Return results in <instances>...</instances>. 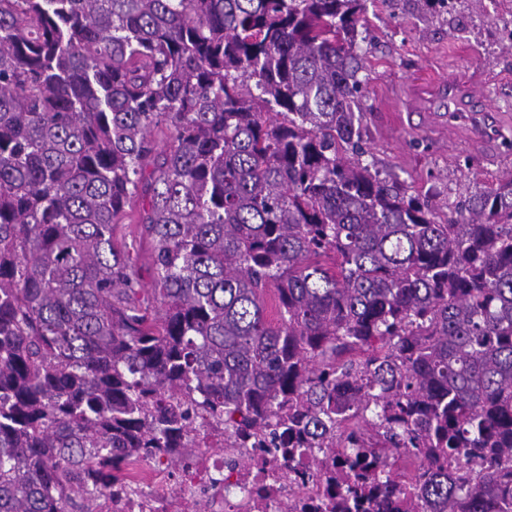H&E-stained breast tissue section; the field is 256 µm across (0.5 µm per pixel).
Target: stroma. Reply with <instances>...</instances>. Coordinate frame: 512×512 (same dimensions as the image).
<instances>
[{
    "label": "stroma",
    "mask_w": 512,
    "mask_h": 512,
    "mask_svg": "<svg viewBox=\"0 0 512 512\" xmlns=\"http://www.w3.org/2000/svg\"><path fill=\"white\" fill-rule=\"evenodd\" d=\"M358 42L366 53L363 145L379 170L427 200L439 217L474 187L512 171V152L490 163L493 142L468 127L438 128L411 111L413 79L469 71L494 109L498 137L512 136V0H369Z\"/></svg>",
    "instance_id": "stroma-1"
}]
</instances>
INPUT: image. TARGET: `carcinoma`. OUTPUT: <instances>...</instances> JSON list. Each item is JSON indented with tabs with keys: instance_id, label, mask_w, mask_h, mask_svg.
I'll return each mask as SVG.
<instances>
[{
	"instance_id": "obj_1",
	"label": "carcinoma",
	"mask_w": 512,
	"mask_h": 512,
	"mask_svg": "<svg viewBox=\"0 0 512 512\" xmlns=\"http://www.w3.org/2000/svg\"><path fill=\"white\" fill-rule=\"evenodd\" d=\"M367 2L0 0V512L193 408L336 455V512H512V176L440 223L363 160Z\"/></svg>"
}]
</instances>
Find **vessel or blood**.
Returning a JSON list of instances; mask_svg holds the SVG:
<instances>
[{
    "label": "vessel or blood",
    "mask_w": 512,
    "mask_h": 512,
    "mask_svg": "<svg viewBox=\"0 0 512 512\" xmlns=\"http://www.w3.org/2000/svg\"><path fill=\"white\" fill-rule=\"evenodd\" d=\"M423 88L428 92L427 98L418 100L417 106L428 112L429 120L436 126L466 122L473 132L489 136V109L479 111L469 108L467 100L472 93L470 82L461 76L437 77L423 79Z\"/></svg>",
    "instance_id": "obj_1"
}]
</instances>
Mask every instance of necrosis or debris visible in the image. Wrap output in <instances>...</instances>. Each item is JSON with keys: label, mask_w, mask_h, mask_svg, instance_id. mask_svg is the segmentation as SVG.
Listing matches in <instances>:
<instances>
[{"label": "necrosis or debris", "mask_w": 512, "mask_h": 512, "mask_svg": "<svg viewBox=\"0 0 512 512\" xmlns=\"http://www.w3.org/2000/svg\"><path fill=\"white\" fill-rule=\"evenodd\" d=\"M190 461L171 467L168 456L130 460L123 467V501L98 499V512H329L334 464L292 471L261 448H236L223 429L196 418Z\"/></svg>", "instance_id": "1"}]
</instances>
